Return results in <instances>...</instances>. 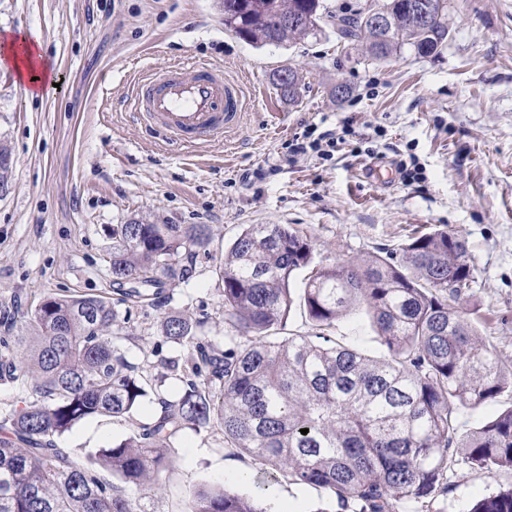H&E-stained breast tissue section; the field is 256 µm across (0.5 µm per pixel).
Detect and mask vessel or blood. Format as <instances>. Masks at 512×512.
I'll return each instance as SVG.
<instances>
[{"label":"vessel or blood","instance_id":"obj_1","mask_svg":"<svg viewBox=\"0 0 512 512\" xmlns=\"http://www.w3.org/2000/svg\"><path fill=\"white\" fill-rule=\"evenodd\" d=\"M134 88L133 106L146 131L183 150L223 143L245 110L242 85L222 65L203 60L147 68Z\"/></svg>","mask_w":512,"mask_h":512}]
</instances>
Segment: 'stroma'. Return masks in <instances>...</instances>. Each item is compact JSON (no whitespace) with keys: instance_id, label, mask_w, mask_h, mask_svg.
Here are the masks:
<instances>
[{"instance_id":"obj_1","label":"stroma","mask_w":512,"mask_h":512,"mask_svg":"<svg viewBox=\"0 0 512 512\" xmlns=\"http://www.w3.org/2000/svg\"><path fill=\"white\" fill-rule=\"evenodd\" d=\"M449 36L438 51L403 47L381 61L332 30L254 47L224 28L223 0H0V33L36 31L57 86L22 90L0 61V144L11 152L0 193V314L31 310L51 294L112 297V225L144 218L205 224L208 253L197 274L172 282L162 306L119 314L112 340L139 371L162 377L177 400L179 377L163 373L187 348L165 341L166 316L202 321L220 347L245 339L224 320L215 266L249 224H285L311 238L323 264L399 249L413 231L449 228L468 243L473 280L467 306L504 366H512V0H448ZM192 56L223 65L245 89L246 109L223 146L172 151L149 138L125 103L136 68ZM292 68L288 97L273 74ZM349 95L337 99V85ZM348 142L328 160L290 159L304 126L341 130ZM416 157L423 178L405 185L396 162ZM380 168L384 181L370 178ZM264 169L261 180L247 173ZM333 336L378 356L365 314L341 317ZM146 397L130 417L80 422L59 447L88 452L137 432L158 412ZM174 465L130 495L142 512H183L188 493L214 481L258 498L269 512H338L323 491L273 479L224 445L216 425L184 430ZM512 474L459 470L432 512H469Z\"/></svg>"}]
</instances>
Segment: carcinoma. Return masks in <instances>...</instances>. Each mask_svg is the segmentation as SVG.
<instances>
[{
  "mask_svg": "<svg viewBox=\"0 0 512 512\" xmlns=\"http://www.w3.org/2000/svg\"><path fill=\"white\" fill-rule=\"evenodd\" d=\"M389 2L393 34L381 55L363 8L333 13L322 0H224V28L265 46L330 25L337 41L362 42L374 58L406 44L431 54L447 39L444 20L421 29L409 16L411 0ZM292 14L312 18L311 26L280 23ZM210 243L205 224H114L112 282L129 285L125 299L149 290L157 296L171 282L191 280L196 254ZM401 251L316 264L311 241L287 225H249L218 271L224 319L250 344L223 351L202 342V322L165 317L162 336L192 350L182 367L163 363L182 371L183 394L160 399L163 411L152 422L94 452L60 448L57 439L92 417L126 418L148 396L137 367L112 346V303L53 294L22 314L21 325L4 317L0 381L29 383L39 403L0 422V512H138L127 489L173 463L182 431L214 421L227 447L354 512H425L448 488L450 472L512 471V406L457 437L461 410L512 394V369L487 348L465 306L473 279L467 241L453 230L415 232ZM304 271L296 297L291 285ZM296 302L315 334L277 337ZM353 308L369 317L383 355L330 336ZM185 512L267 510L213 484L193 490ZM470 512H512V486Z\"/></svg>",
  "mask_w": 512,
  "mask_h": 512,
  "instance_id": "carcinoma-1",
  "label": "carcinoma"
}]
</instances>
